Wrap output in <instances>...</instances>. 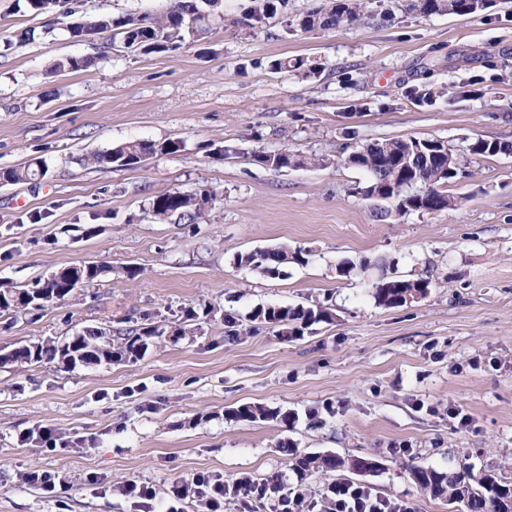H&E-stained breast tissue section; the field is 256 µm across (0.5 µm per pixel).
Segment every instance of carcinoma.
Wrapping results in <instances>:
<instances>
[{"label": "carcinoma", "mask_w": 512, "mask_h": 512, "mask_svg": "<svg viewBox=\"0 0 512 512\" xmlns=\"http://www.w3.org/2000/svg\"><path fill=\"white\" fill-rule=\"evenodd\" d=\"M27 7L35 14H51L67 19L76 13L73 0H26ZM368 0H324V3L303 15L298 24L305 31L353 27L368 19ZM218 0H170L162 14H125L113 16L99 13L87 17L70 27L74 39L82 36L108 34L115 45L131 52L150 54L180 49L206 37L218 18ZM405 11L422 15L436 13L471 14L473 9L466 0H405ZM277 15L288 16V0H252L246 17L251 24H261ZM93 57H68L56 61L49 70L53 76L61 71H78L90 67ZM180 150L179 142L128 141L107 151L85 157L89 165L110 164L114 168H134L151 157L168 155ZM512 150V144L482 139L470 144L473 156L496 155ZM253 161L277 169L302 167L316 163L312 158L292 154L286 150L277 153L255 152ZM349 164L370 175L364 196H379L390 201L393 209L401 214L410 211H443L456 205L453 197L441 191V186L454 178L448 168L461 169L460 157L442 140L416 137L377 141L365 150L352 152ZM45 174L39 162L19 168L0 170V181L10 184L28 182ZM214 204V195L203 189L195 192L168 190L152 199L151 211L161 220L175 217L187 223L202 220ZM302 251H289L286 247L256 250L240 258V264L251 272L266 277L277 275L289 263L302 264ZM430 281L425 278L402 279L392 277L380 282L374 298L380 305L399 307L406 304L407 294L420 290L427 292ZM74 286L53 273L39 279L29 289H0V312L17 313L43 310L68 299ZM331 310L323 305L315 307H269L253 312L252 319L278 327L292 326V333L301 332L305 326L328 321ZM159 335L153 327L143 328L142 335L120 345L112 343V335L99 328L75 336L62 345L42 340L19 346L0 357V364H33L60 361L68 367L79 364H107L121 360L135 361L146 349V340ZM243 420L270 417L263 407L245 404L237 409ZM289 456L292 469L304 477L317 470L322 472L340 469L354 470L360 459H343L335 456H308L294 448H283ZM412 479L425 494L441 498L460 508V512H512V478L504 475L497 463H488L475 473L465 462L448 465V470L413 467Z\"/></svg>", "instance_id": "obj_1"}]
</instances>
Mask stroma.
<instances>
[{
    "mask_svg": "<svg viewBox=\"0 0 512 512\" xmlns=\"http://www.w3.org/2000/svg\"><path fill=\"white\" fill-rule=\"evenodd\" d=\"M319 2L288 0L287 17L251 28L250 0H223L203 47L141 54L104 35L44 34L25 0H0V169H47L0 185V287L84 262L106 268L65 303L1 312L0 354L94 328L162 331L135 361L0 365V512H152L119 492L128 480L176 512H206L171 500L172 486L245 474L277 488L226 498L224 512H275L290 493L319 502L334 481L414 512H454L415 488L411 467L444 470L465 454L512 473V155L466 154L479 139L512 143V0L429 16L372 0L364 24L302 31L300 15ZM67 56L96 62L49 75ZM279 59L303 65L272 70ZM410 136L466 155L447 185L457 205L377 218L379 202L359 192L367 174L345 159ZM166 139L180 151L136 168L82 162ZM284 149L321 163L277 170L250 158ZM171 189L217 201L198 224L155 218L153 196ZM276 246L305 263L262 277L238 262ZM387 277L430 279L429 293L381 306L373 289ZM319 304L331 320L299 336L252 319L259 307ZM243 404L270 416L241 420ZM39 425L54 429L55 447L21 443ZM288 446L378 468L302 478ZM34 470L59 473L61 492L26 483ZM45 170L40 162L28 164L19 168H9L0 170V181L10 184L28 182L38 177L44 176Z\"/></svg>",
    "mask_w": 512,
    "mask_h": 512,
    "instance_id": "stroma-1",
    "label": "stroma"
}]
</instances>
